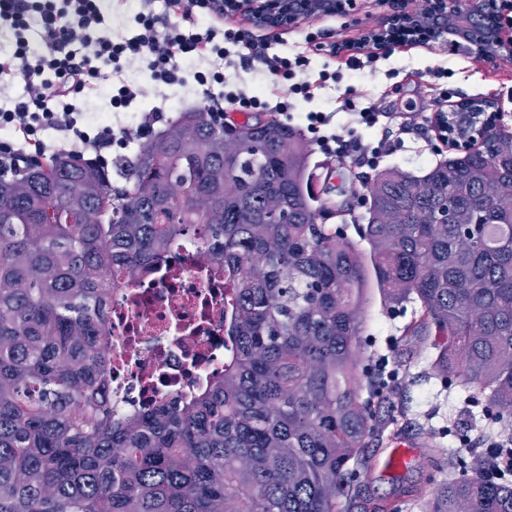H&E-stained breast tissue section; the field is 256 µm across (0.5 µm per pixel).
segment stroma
Here are the masks:
<instances>
[{"label": "stroma", "instance_id": "1", "mask_svg": "<svg viewBox=\"0 0 512 512\" xmlns=\"http://www.w3.org/2000/svg\"><path fill=\"white\" fill-rule=\"evenodd\" d=\"M387 0H358L350 13L326 19H305L282 29L251 27L254 41L267 44L270 52L292 57L308 52L307 69L297 74V81L311 85L310 101H297L289 113V124L306 131L311 156L309 172L315 191L326 206L344 208V215L328 216V223L349 238H357L356 222L366 213V207L355 192L362 180L376 171L399 167L417 172L438 157L450 156L447 145L426 129L424 118L440 110H451L462 99H490L499 107V117L512 131V58L485 59L461 46H450L447 37L430 40L424 46L389 45L379 49L373 62L360 69H350L346 54L331 56L329 46L348 40H359L376 28L388 15ZM315 32L323 44L322 50L307 51L305 36ZM244 45H234L224 60L225 90L241 89L252 96L274 100L285 95L288 83L262 73L259 63L250 61ZM336 71L334 81H322L323 69ZM143 94L126 110L125 117L114 116L109 105L111 88L101 84L96 94L97 121L116 126L121 121L140 122L144 112L159 109L161 121L155 130L165 128L180 113L200 108L201 97L177 86L141 82ZM354 87L356 107L374 106L380 114L376 126L370 129L357 125L355 117L343 105L346 87ZM447 90V102H440V90ZM322 112L327 123L321 132L336 134L349 140L355 137L366 142L388 140L390 149L379 158L376 166L361 164L356 157L329 156L308 133L306 115ZM407 127L403 138H396L400 127ZM364 320L361 336V357L381 373L388 385L399 394L402 430L416 434L425 428L427 434L420 448L414 449L406 469L388 473L374 469L362 474L355 485L361 500L402 499L405 489H420L423 499H431L437 488L448 480L443 464L449 456L471 457L474 449H486L483 434L485 411L471 388L460 381H447L435 375L431 368L434 351L431 337L408 333L415 320L413 305L388 311L377 287H370L361 312Z\"/></svg>", "mask_w": 512, "mask_h": 512}]
</instances>
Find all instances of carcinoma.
<instances>
[{
    "instance_id": "carcinoma-1",
    "label": "carcinoma",
    "mask_w": 512,
    "mask_h": 512,
    "mask_svg": "<svg viewBox=\"0 0 512 512\" xmlns=\"http://www.w3.org/2000/svg\"><path fill=\"white\" fill-rule=\"evenodd\" d=\"M487 111L453 109L466 152L362 182L369 267L319 222L308 145L276 119L183 112L113 172L52 153L0 176V512H354L348 475L398 412L359 357L371 274L384 302L418 303L412 331L445 337L434 370L512 418V154L485 148L512 132ZM187 237L224 269V373L116 419L105 299ZM427 512H512V472L450 458Z\"/></svg>"
}]
</instances>
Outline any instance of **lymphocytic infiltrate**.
<instances>
[{"mask_svg": "<svg viewBox=\"0 0 512 512\" xmlns=\"http://www.w3.org/2000/svg\"><path fill=\"white\" fill-rule=\"evenodd\" d=\"M167 23H160L152 9L135 18L136 33L112 39L103 26L99 0H0V31L12 35L13 50L0 54V74L20 78L24 93L11 108H0V172L14 173L37 156L49 152L46 131L62 133L64 152L93 153L98 164H112L113 149H126L135 139L145 137L158 112L145 113L131 127L92 126L85 112L89 93L103 81L111 82L110 106L121 110L142 93L139 85L126 80L125 73L138 67L151 81L167 86H192L216 122L224 120L225 104L238 112L293 111V96H308L307 85L294 82L296 69L306 64L303 56L292 58L255 51L265 72L291 81V97L269 103L243 93H228L226 100L214 97V86L223 84L220 65L226 43L248 41L247 31H199L197 16L207 12L224 15V0H164ZM39 26L46 50H30L29 32ZM192 60L184 71L180 63Z\"/></svg>", "mask_w": 512, "mask_h": 512, "instance_id": "1", "label": "lymphocytic infiltrate"}]
</instances>
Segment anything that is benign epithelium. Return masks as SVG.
Returning a JSON list of instances; mask_svg holds the SVG:
<instances>
[{
  "instance_id": "1",
  "label": "benign epithelium",
  "mask_w": 512,
  "mask_h": 512,
  "mask_svg": "<svg viewBox=\"0 0 512 512\" xmlns=\"http://www.w3.org/2000/svg\"><path fill=\"white\" fill-rule=\"evenodd\" d=\"M488 0H466L470 12L484 17L478 29L464 22L455 27L458 44L476 51L480 56L494 59L506 52L512 55V33L505 30L502 17L512 12V0H495L492 12H487ZM354 6V0H224V14H245L260 26L282 28L297 23L310 13L334 14ZM453 10L448 0H425V13L418 16L397 6L387 16L385 24L367 35L379 42H417L423 28L433 29L440 21H449Z\"/></svg>"
}]
</instances>
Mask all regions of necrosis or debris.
Listing matches in <instances>:
<instances>
[{"instance_id": "obj_1", "label": "necrosis or debris", "mask_w": 512, "mask_h": 512, "mask_svg": "<svg viewBox=\"0 0 512 512\" xmlns=\"http://www.w3.org/2000/svg\"><path fill=\"white\" fill-rule=\"evenodd\" d=\"M112 410L125 418L154 401L189 397L224 370V275L196 239L155 260L107 301Z\"/></svg>"}]
</instances>
